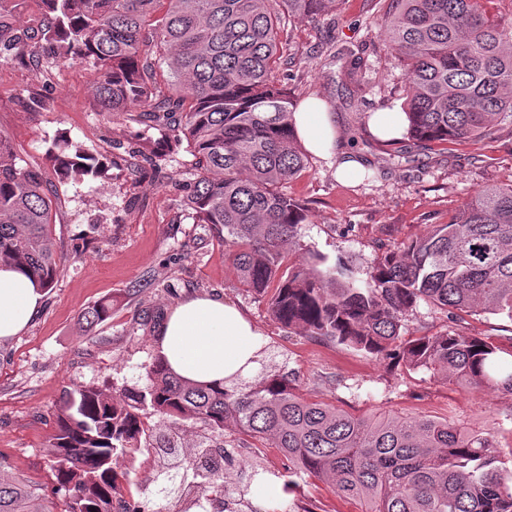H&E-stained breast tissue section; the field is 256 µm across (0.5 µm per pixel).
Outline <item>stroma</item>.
I'll use <instances>...</instances> for the list:
<instances>
[{
    "instance_id": "obj_1",
    "label": "stroma",
    "mask_w": 512,
    "mask_h": 512,
    "mask_svg": "<svg viewBox=\"0 0 512 512\" xmlns=\"http://www.w3.org/2000/svg\"><path fill=\"white\" fill-rule=\"evenodd\" d=\"M374 0H346L338 15L314 22L289 21L290 59L275 71L294 102L330 100L343 149L362 158L372 174L341 183L327 159L309 156L300 177L281 190L310 211L298 237L304 248L329 261L368 273L386 247L422 236L448 219L488 185L512 184V124L495 136L448 142L380 141L370 114L402 104L404 75L382 34ZM363 48L362 89H341L343 48ZM47 78L29 67L0 66V131L11 139L23 165L40 171L57 200L52 240L65 257L63 269L27 329L0 342V459L21 479L38 485L47 501L62 504L51 470L53 412L69 392L97 388L115 393L146 382L155 357L159 323L190 295L235 304L262 332L264 345L254 375L293 374L300 394L356 416L382 412L406 419L430 417L493 429L499 447L512 448V396L488 388H464L430 380L390 360L288 330L265 302L245 291L209 225L194 221L184 205L193 178V156L172 154L161 167L134 154L159 137L133 112H100L90 92L91 62L47 64ZM45 99L26 109L29 96ZM67 136L88 152L107 157L101 177L81 184L58 179L47 148ZM108 301L110 315L97 325L80 322L90 306ZM490 338L512 348V321L492 314L460 315L419 305L402 339L448 331ZM235 452L224 468L233 497L255 508L280 503L283 512H362L360 502L337 496L324 483L300 480L285 492L282 480L249 482L257 465L279 471L278 449L228 436ZM153 448L127 456L117 481L119 497L146 500L149 512H172L154 481Z\"/></svg>"
}]
</instances>
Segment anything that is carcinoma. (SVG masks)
<instances>
[{
  "instance_id": "carcinoma-1",
  "label": "carcinoma",
  "mask_w": 512,
  "mask_h": 512,
  "mask_svg": "<svg viewBox=\"0 0 512 512\" xmlns=\"http://www.w3.org/2000/svg\"><path fill=\"white\" fill-rule=\"evenodd\" d=\"M27 0H0V65L92 60L93 98L102 112L142 109L141 117L194 157L186 185L192 218L224 242L239 282L266 302L272 318L306 336L394 360L410 371L463 387L512 395V350L479 336L423 335L398 342L419 303L503 315L512 321V184L485 187L446 224L400 249L388 248L368 273L300 250L304 205L278 191L306 168L292 124L293 101L274 71L287 51L283 18L314 20L342 0H39L44 19L23 27ZM490 0H389L383 34L404 71L402 110L413 141L493 134L512 124V19ZM167 4L164 15L154 17ZM364 59L350 50L342 83L360 86ZM166 64L170 79L158 70ZM59 177L83 183L104 163L81 146L53 144ZM53 202L40 172L19 165L0 131V264L25 268L49 288L63 268L50 236ZM110 304L83 314L107 318ZM147 384L117 397L87 388L55 412L53 455L64 512H127L114 503L120 459L141 448L148 406L163 419L199 421L222 436L266 441L288 460V476L329 484L364 512H512V448L489 429L446 419L356 416L308 402L285 374L241 387L192 385L160 356ZM168 496L184 492L181 472L201 478L198 497L227 496L224 512H243L227 495L226 449L199 443L171 453L175 439L151 433ZM0 512H51L38 489L0 460Z\"/></svg>"
}]
</instances>
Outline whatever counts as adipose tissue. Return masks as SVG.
<instances>
[{
    "instance_id": "1",
    "label": "adipose tissue",
    "mask_w": 512,
    "mask_h": 512,
    "mask_svg": "<svg viewBox=\"0 0 512 512\" xmlns=\"http://www.w3.org/2000/svg\"><path fill=\"white\" fill-rule=\"evenodd\" d=\"M296 134L313 154L326 155L336 132L318 100L293 114ZM44 290L24 270L0 265V341L23 332L43 305ZM263 345L261 332L233 305L192 297L167 315L157 337L158 354L179 377L225 385L251 373Z\"/></svg>"
}]
</instances>
